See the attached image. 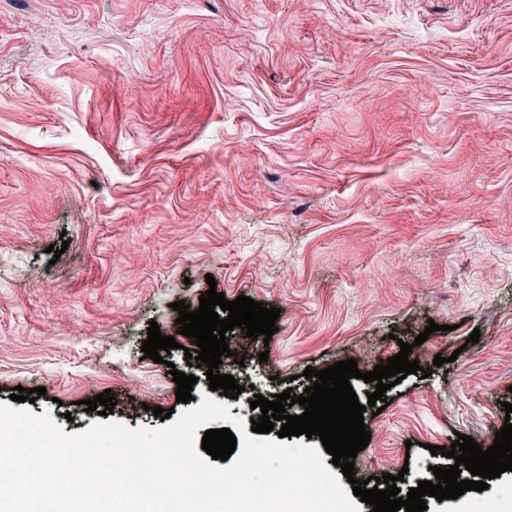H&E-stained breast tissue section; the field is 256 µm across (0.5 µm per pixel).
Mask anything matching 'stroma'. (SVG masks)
<instances>
[{"label": "stroma", "mask_w": 512, "mask_h": 512, "mask_svg": "<svg viewBox=\"0 0 512 512\" xmlns=\"http://www.w3.org/2000/svg\"><path fill=\"white\" fill-rule=\"evenodd\" d=\"M210 276L280 311L270 341L233 329L245 362L224 360L264 398L412 344L429 376L365 415L357 480L405 492L449 465L431 446L493 445L512 403V0H0V404L44 388L30 411L74 434L108 391L114 421L154 429L153 407L185 408L172 366L223 399L172 308ZM153 322L178 344L164 365L141 352ZM465 501L512 512V471L427 512Z\"/></svg>", "instance_id": "obj_1"}]
</instances>
